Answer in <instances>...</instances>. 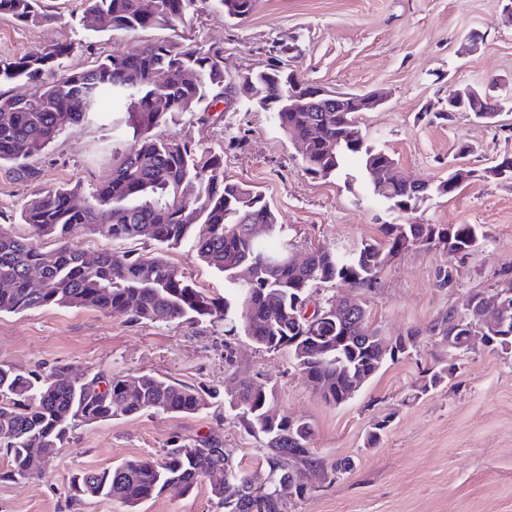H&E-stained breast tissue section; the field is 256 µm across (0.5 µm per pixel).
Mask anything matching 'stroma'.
<instances>
[{
  "label": "stroma",
  "mask_w": 512,
  "mask_h": 512,
  "mask_svg": "<svg viewBox=\"0 0 512 512\" xmlns=\"http://www.w3.org/2000/svg\"><path fill=\"white\" fill-rule=\"evenodd\" d=\"M49 22L21 24L0 17V59L40 53L53 42L71 44L67 65L83 69L116 50L132 51L157 38L154 30L113 31L89 38L83 28L84 0H43ZM479 31L476 51H460L462 38ZM173 39L196 47L224 48V78L267 67L282 48L296 45L289 64L310 81L340 91L387 92L386 104L361 115L370 143L394 157L404 178L439 183L456 164L460 146H471L464 163L474 178L450 196L435 195L417 210L399 214L372 205L337 178L319 179L302 168L300 149L273 124L268 113L245 99L205 119L185 114L159 125L158 139H186L220 149L225 137L246 143L225 154L224 173L256 186L275 208L300 252L323 244L350 250L379 238L383 224H473L486 237L458 260V282L437 285L447 256L417 248L403 253L364 295L369 320L388 339L425 328L467 297L486 292L512 266V180L484 178L486 168L512 154V108L497 123L457 114L433 120L447 108L452 84L512 80V15L502 0H260L241 22L225 20L200 5L177 25ZM125 144L113 140L110 124L69 127L32 158L39 177L26 181L0 167V230L27 236L20 213L37 189L80 182L89 194L112 171V154ZM69 242L88 256L162 253L209 296L224 294V275L202 262L192 240L160 250L149 238L104 240L86 226H72ZM448 350L421 338L411 356L384 365L348 402L325 403L294 370L288 350L268 351L249 337L224 335L223 322H136L123 314L84 307H49L0 314V364L26 371L68 365L79 373H150L214 394L196 414L115 417L72 431L54 457L38 462L29 478L0 480V512H129L122 503L97 497L69 503L71 478L124 460L155 456L170 441L220 440L239 468L264 478V439L235 424L225 406L229 389L269 382L277 408L313 427V446L326 462L353 460L351 471L332 484L314 478L304 498L286 512H512V352L476 346L460 369L416 400L408 395L421 368L447 358ZM392 423L379 446L364 438L383 416ZM138 512H224L202 483L182 497L146 501Z\"/></svg>",
  "instance_id": "1"
}]
</instances>
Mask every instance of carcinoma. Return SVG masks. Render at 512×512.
<instances>
[{
    "label": "carcinoma",
    "instance_id": "obj_1",
    "mask_svg": "<svg viewBox=\"0 0 512 512\" xmlns=\"http://www.w3.org/2000/svg\"><path fill=\"white\" fill-rule=\"evenodd\" d=\"M199 0H85L83 26L89 32L172 30L186 21ZM224 18L243 21L254 13L259 0H212ZM39 24L49 20L40 0H0V16ZM69 46L51 43L36 56L0 60V80L22 79L30 86L26 99H0V166L26 180L39 177L25 159L40 153L67 127L99 118L101 105L125 106L112 113V129L132 133V142L113 157L112 174L80 205L74 199L80 183L39 189L21 211L32 229L28 238L0 230V314L23 313L43 307L83 306L104 313H126L136 321L195 323L224 322V333L251 338L267 350L291 351L299 375L330 405L352 398L351 379L373 378L387 360L415 348L427 334L442 343L448 330L459 325L482 327L484 304L479 301L463 315L453 310L440 314L425 330L413 328L387 340L369 324L363 294L377 287L380 273L399 255L414 247L439 246L448 263L437 273L438 286L456 282L455 262L480 239L473 224H382L380 238L364 240L349 251L321 245L308 250L306 263H276L292 249L287 229L277 212L255 188L224 176V154L244 146V139L225 138L223 152L203 149L181 139H156L148 131L185 113L196 112L203 102L213 106L228 95L242 94L251 105L270 113L273 123L293 139L308 141L302 165L318 178H344L359 184L367 198L387 209L408 213L432 195H452L455 174L438 184L408 183L398 162L369 144L359 113L311 112L309 101L288 111V73L276 58L263 70L250 72L242 83L224 84V48L205 52L168 37L150 40L134 51L111 53L93 67L69 69ZM478 102L464 97L453 112L433 117L451 121L457 112L494 123L497 112L476 111ZM322 138H309L312 127ZM85 225L92 234L112 240L148 236L162 247L191 237L198 256L224 274V297L215 298L196 288L177 267L160 255H132L111 251L98 254L89 266L84 252L68 244L69 229ZM54 236L58 247L43 252L42 236ZM253 267V279H236L239 267ZM40 268V277L29 276ZM340 283L350 288L352 311L336 320L329 297H316L318 286ZM248 308V322L238 325L236 306ZM505 329L488 331L487 347L512 348V308L503 319ZM406 343L409 348L401 347ZM456 364L444 361L424 368L411 398L418 399L440 387ZM208 392L149 373L75 375L63 365L49 371L27 372L0 364V449L9 467L0 480L31 476L28 458H51L73 428L114 417L145 414H195L206 406ZM273 386L250 384L237 390L231 408L248 433L265 438L266 478L256 480L238 467L229 450L215 438L193 444L176 443L160 456L123 461L100 471L72 477L69 498L107 497L131 509L164 493H192L214 470L224 482L211 485V493L224 512H285V497L293 492L292 461L316 468L336 481L347 473L338 461L326 467L311 448L312 425L279 414L271 407ZM389 418L373 425L365 445L380 444Z\"/></svg>",
    "mask_w": 512,
    "mask_h": 512
}]
</instances>
